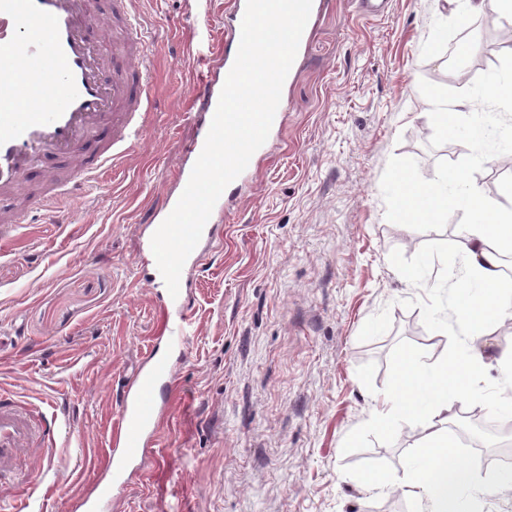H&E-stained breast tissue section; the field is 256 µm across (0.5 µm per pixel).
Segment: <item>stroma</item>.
<instances>
[{
    "label": "stroma",
    "mask_w": 512,
    "mask_h": 512,
    "mask_svg": "<svg viewBox=\"0 0 512 512\" xmlns=\"http://www.w3.org/2000/svg\"><path fill=\"white\" fill-rule=\"evenodd\" d=\"M153 40L150 118L112 170L77 192L69 222L34 215L0 255V391L41 411L53 452L0 466V504L48 488L32 512H68L111 454L119 394L159 344L161 287L139 277L155 210L176 192L198 137L197 97L227 50L233 0H140ZM445 0H320L288 80L282 123L235 187L222 246L192 269L188 354L173 361L171 410L152 464L120 487L114 512H421L399 485L424 427L382 434L368 421L403 349L433 366L467 347L453 309L465 268L455 243L468 212L402 218L396 177L422 183L464 167L480 195L512 208V173L479 159L512 144V112L479 96L512 71L493 0L464 30ZM471 50L460 56L458 47ZM491 112L441 128L434 100ZM419 267L415 281L404 278ZM448 455L478 483L481 512H512L505 465ZM389 478L366 490L364 471Z\"/></svg>",
    "instance_id": "obj_1"
}]
</instances>
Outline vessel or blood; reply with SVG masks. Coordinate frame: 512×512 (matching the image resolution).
I'll return each mask as SVG.
<instances>
[{"instance_id": "b4317fda", "label": "vessel or blood", "mask_w": 512, "mask_h": 512, "mask_svg": "<svg viewBox=\"0 0 512 512\" xmlns=\"http://www.w3.org/2000/svg\"><path fill=\"white\" fill-rule=\"evenodd\" d=\"M106 28L119 52L103 54L92 31ZM152 56L132 0H114L93 14L89 0H0V196L11 194L47 158L67 161L66 174L49 173L36 198L49 212L122 158L141 137L151 86ZM222 82L211 81L197 119L209 129ZM28 209L0 210V247L16 241ZM188 275L178 297H165L164 353L151 355L123 387L112 428V458L80 499L82 512H111L116 489L131 465L144 464L170 404V355L189 342ZM31 415L0 394V461L30 444Z\"/></svg>"}]
</instances>
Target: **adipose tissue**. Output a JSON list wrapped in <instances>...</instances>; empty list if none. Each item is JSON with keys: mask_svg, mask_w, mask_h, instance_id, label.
Returning <instances> with one entry per match:
<instances>
[{"mask_svg": "<svg viewBox=\"0 0 512 512\" xmlns=\"http://www.w3.org/2000/svg\"><path fill=\"white\" fill-rule=\"evenodd\" d=\"M459 188L457 197H449L442 183L423 185L410 175L398 182L405 213L415 211L418 200H425L424 215L447 210L448 206H463L473 220L464 225L456 243L469 277L481 283L480 292L456 304L454 322L471 342L469 354L462 359L441 357L432 370H425L415 351L400 354L393 387L372 418L373 425L387 429L394 424L424 425L428 436L417 448L424 461L419 469L407 471L402 484L408 494L425 501L427 512H457L458 491L470 483L471 475L461 466L445 464L449 436L444 428L448 412L454 404H462L475 394L485 360L481 343L489 322L512 317V305L501 291L502 258L512 253V210L481 196L468 186L464 169H456L449 177ZM429 385L433 398L425 410H418L412 388Z\"/></svg>", "mask_w": 512, "mask_h": 512, "instance_id": "adipose-tissue-1", "label": "adipose tissue"}]
</instances>
